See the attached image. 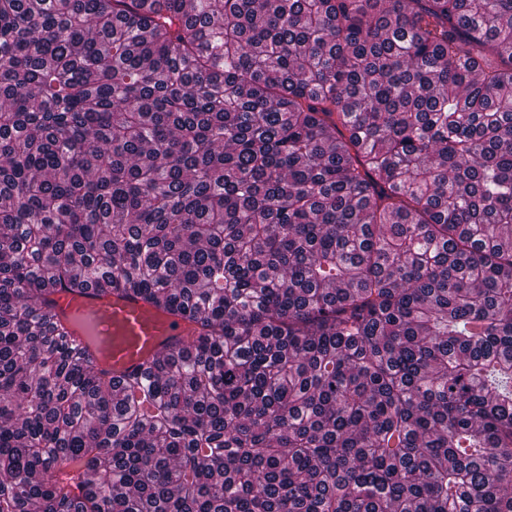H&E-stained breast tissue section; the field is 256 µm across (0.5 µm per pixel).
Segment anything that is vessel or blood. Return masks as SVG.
Returning a JSON list of instances; mask_svg holds the SVG:
<instances>
[{
  "label": "vessel or blood",
  "mask_w": 512,
  "mask_h": 512,
  "mask_svg": "<svg viewBox=\"0 0 512 512\" xmlns=\"http://www.w3.org/2000/svg\"><path fill=\"white\" fill-rule=\"evenodd\" d=\"M54 302L61 322L74 317L83 324V331L72 336L75 344L87 349L97 367L117 380L141 376L167 343L187 341L192 334L180 317L139 297L63 291Z\"/></svg>",
  "instance_id": "vessel-or-blood-1"
}]
</instances>
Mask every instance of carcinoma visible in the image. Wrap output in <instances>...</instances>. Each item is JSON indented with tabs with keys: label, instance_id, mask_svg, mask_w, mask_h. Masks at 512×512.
Here are the masks:
<instances>
[{
	"label": "carcinoma",
	"instance_id": "1",
	"mask_svg": "<svg viewBox=\"0 0 512 512\" xmlns=\"http://www.w3.org/2000/svg\"><path fill=\"white\" fill-rule=\"evenodd\" d=\"M0 512H512V0H0ZM53 299L62 324L69 328L74 316L86 328L84 333L69 328L75 344L87 349L97 367L117 380L141 377L167 343L185 342L192 334V327L180 317L160 311L140 297L101 296L88 290L83 294L63 291Z\"/></svg>",
	"mask_w": 512,
	"mask_h": 512
}]
</instances>
